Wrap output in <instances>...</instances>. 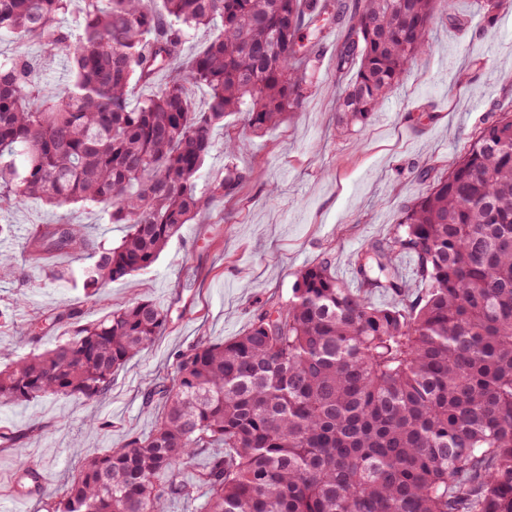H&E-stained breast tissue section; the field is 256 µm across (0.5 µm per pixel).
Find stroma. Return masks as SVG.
Segmentation results:
<instances>
[{
    "instance_id": "obj_1",
    "label": "stroma",
    "mask_w": 512,
    "mask_h": 512,
    "mask_svg": "<svg viewBox=\"0 0 512 512\" xmlns=\"http://www.w3.org/2000/svg\"><path fill=\"white\" fill-rule=\"evenodd\" d=\"M347 34L344 21L321 34L319 70L303 111L262 135H246L235 117L215 129L219 148L204 162L199 189L231 163L250 171V179L183 225L148 271L110 283L96 303L85 299L82 261L61 254L38 268L27 261L23 242L32 228L66 218L83 224L93 243L109 245L120 241L122 225L91 206L51 208L32 200L0 211V224L11 227L0 248L16 258L14 269L0 271V345L10 358L69 336L64 323L29 335L35 314L78 308L94 320L145 298L169 316L154 344L115 372L98 401L0 404V428L13 435L0 439V512H46L47 496L64 488L86 456L150 434L155 415L143 408L147 386L170 378L176 356L192 345L240 336L255 310L288 298L301 268L328 255L337 277L353 283L355 255L397 224L401 203L424 188L419 173L446 171L480 120L512 106V79L501 77L512 70V9L489 23L475 0H453L452 15L437 14L430 28L432 54L412 65L366 127L343 131L336 101L344 84L333 54ZM238 138L245 150L227 157L221 143ZM54 268L69 269L68 280L54 279ZM92 419L101 430L89 432ZM25 468L43 473L41 492L22 494L15 475Z\"/></svg>"
}]
</instances>
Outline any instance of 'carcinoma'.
<instances>
[{
  "label": "carcinoma",
  "mask_w": 512,
  "mask_h": 512,
  "mask_svg": "<svg viewBox=\"0 0 512 512\" xmlns=\"http://www.w3.org/2000/svg\"><path fill=\"white\" fill-rule=\"evenodd\" d=\"M452 2L356 0L335 53L336 75L349 76L341 123L368 124ZM477 6L492 19L512 0ZM73 12L77 30L65 25ZM341 13L340 0H0V40L20 44L0 58V209L96 206L125 229L105 248L70 220L44 224L26 238L28 260L89 257V302L150 269L182 225L247 180L230 165L197 194L214 129L242 113L266 132L302 111L317 71L303 30ZM200 28L212 39L181 59ZM26 41L67 60L65 83L41 77ZM173 62L166 85L131 103ZM426 177L388 236L355 255L357 288L324 256L240 336L179 353L172 382L144 394L153 432L84 462L47 512H166L200 496L202 512H512V110ZM403 255L417 298L372 304L405 295ZM57 320L70 336L0 369V403L101 398L168 315L139 299Z\"/></svg>",
  "instance_id": "1"
}]
</instances>
